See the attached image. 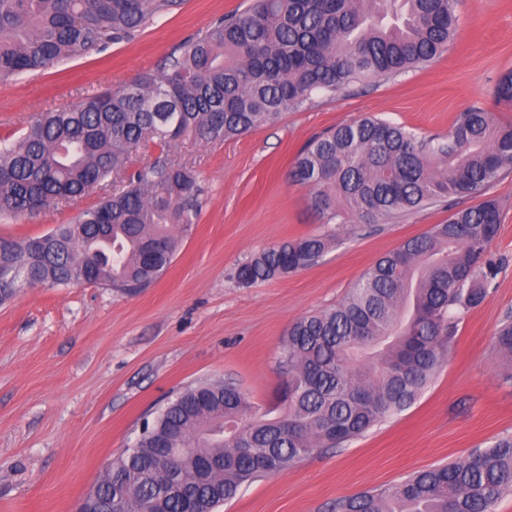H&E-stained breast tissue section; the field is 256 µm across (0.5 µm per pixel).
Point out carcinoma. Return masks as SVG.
Wrapping results in <instances>:
<instances>
[{
    "label": "carcinoma",
    "instance_id": "carcinoma-1",
    "mask_svg": "<svg viewBox=\"0 0 512 512\" xmlns=\"http://www.w3.org/2000/svg\"><path fill=\"white\" fill-rule=\"evenodd\" d=\"M177 0H0V75L42 70L120 40ZM458 0H251L192 37L179 55L117 91L87 94L0 141V214L71 205L110 192L50 232L0 237V303L28 286L88 283L135 293L155 282L196 223L201 186L169 157L273 123L320 92L406 71L448 51ZM512 103V70L497 79ZM157 158L130 170L132 154ZM512 172V125L472 106L447 136L364 117L296 155L326 233L266 247L235 271L243 285L314 265L346 219L385 221L481 197L381 257L336 307L302 317L280 345V384L256 406L233 382L184 389L143 426L85 496L83 512H215L239 487L350 439L408 408L443 361L455 323L498 274L489 254L501 214L488 187ZM512 366V322L495 334ZM512 492V436L333 512H495Z\"/></svg>",
    "mask_w": 512,
    "mask_h": 512
}]
</instances>
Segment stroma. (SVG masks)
<instances>
[{"label":"stroma","instance_id":"35a3bbf8","mask_svg":"<svg viewBox=\"0 0 512 512\" xmlns=\"http://www.w3.org/2000/svg\"><path fill=\"white\" fill-rule=\"evenodd\" d=\"M245 4L180 0L104 50L0 76V138L20 136L41 113L86 91L159 68L185 40ZM458 14L457 39L432 62L317 95L234 140L173 145L171 156L196 171L203 193L196 223L180 231L171 265L148 288L135 295L94 285L24 288L0 306V512H77L109 462L187 386L232 381L253 403L268 404L291 324L335 307L380 257L447 220V206L430 205L386 224L361 221L312 267L249 286L233 277L265 247L326 231L308 188L289 177L298 151L324 130L372 115L444 135L475 105L512 124V105L495 93L499 75L512 69V0H459ZM487 195L500 205L490 246L499 273L415 402L285 473L245 482L221 512H330L336 499L388 488L512 435V381L494 340L512 316V173ZM75 213L50 207L0 216V237L39 236Z\"/></svg>","mask_w":512,"mask_h":512}]
</instances>
